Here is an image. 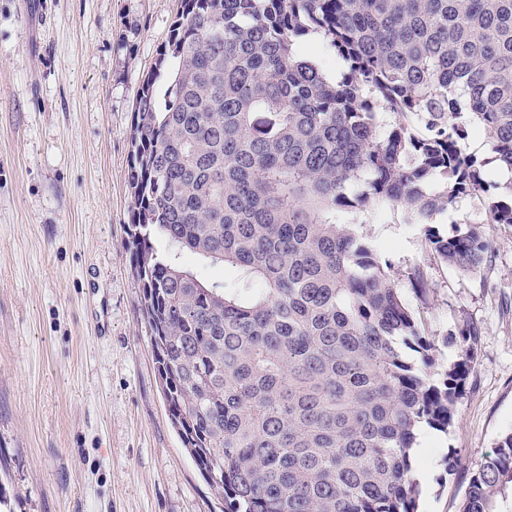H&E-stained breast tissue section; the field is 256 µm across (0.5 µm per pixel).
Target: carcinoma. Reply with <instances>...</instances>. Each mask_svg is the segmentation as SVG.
Listing matches in <instances>:
<instances>
[{
	"instance_id": "cac0c4a2",
	"label": "carcinoma",
	"mask_w": 512,
	"mask_h": 512,
	"mask_svg": "<svg viewBox=\"0 0 512 512\" xmlns=\"http://www.w3.org/2000/svg\"><path fill=\"white\" fill-rule=\"evenodd\" d=\"M181 6L141 84L129 177L133 267L172 424L221 512H417L416 431L454 426L481 332L450 333L462 358L431 376L421 312L359 216L392 206L421 224L482 193L487 223L512 225V181L488 193L461 146L480 133L512 172V0ZM311 34L341 80L298 55ZM381 107L401 121L384 127ZM426 240L463 273L491 258L481 224ZM187 255L231 277L202 278ZM407 279L427 303L424 269ZM511 493L512 431L460 512H501Z\"/></svg>"
}]
</instances>
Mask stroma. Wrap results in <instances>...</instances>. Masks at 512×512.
<instances>
[{
  "label": "stroma",
  "instance_id": "1",
  "mask_svg": "<svg viewBox=\"0 0 512 512\" xmlns=\"http://www.w3.org/2000/svg\"><path fill=\"white\" fill-rule=\"evenodd\" d=\"M179 0H0V490L6 512H219L168 416L131 266L128 174L138 91ZM407 288L423 266L433 372L482 332L454 427L419 430L418 512H459L473 471L512 431V226L465 196L428 225L361 217ZM485 225L466 275L424 230ZM459 465L448 471V452Z\"/></svg>",
  "mask_w": 512,
  "mask_h": 512
}]
</instances>
